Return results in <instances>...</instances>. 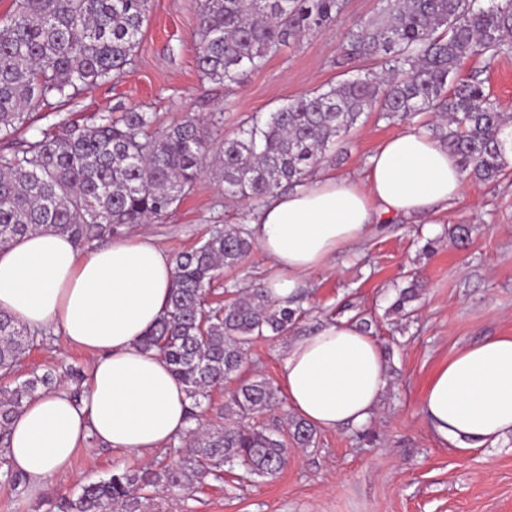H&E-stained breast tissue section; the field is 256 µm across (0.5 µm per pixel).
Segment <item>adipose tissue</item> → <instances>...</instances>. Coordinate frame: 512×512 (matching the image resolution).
Wrapping results in <instances>:
<instances>
[{
  "instance_id": "1",
  "label": "adipose tissue",
  "mask_w": 512,
  "mask_h": 512,
  "mask_svg": "<svg viewBox=\"0 0 512 512\" xmlns=\"http://www.w3.org/2000/svg\"><path fill=\"white\" fill-rule=\"evenodd\" d=\"M464 190L456 156L407 127L370 157L364 180L331 174L274 194L248 224L277 271L272 299L299 296L304 279L374 224L430 216L462 200ZM174 279L173 258L148 234L82 251L67 237L30 233L0 251V311L33 330L60 329L93 356L81 400L51 390L11 425L6 456L31 495L68 469L86 437L142 455L187 428L182 386L158 353L140 345L164 314ZM386 373L375 338L326 321L289 343L279 381L299 417L335 430L372 419ZM421 410L439 437L462 450L512 435V336H492L452 356L427 385Z\"/></svg>"
}]
</instances>
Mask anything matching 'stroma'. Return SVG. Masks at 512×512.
Listing matches in <instances>:
<instances>
[{
    "label": "stroma",
    "instance_id": "stroma-1",
    "mask_svg": "<svg viewBox=\"0 0 512 512\" xmlns=\"http://www.w3.org/2000/svg\"><path fill=\"white\" fill-rule=\"evenodd\" d=\"M199 10L200 0H151L134 64L65 105L34 110L30 128L18 133V140L66 122H92L116 106L151 112L161 128L197 114L215 123L221 137L235 136L252 118L344 80L346 70L338 65L344 35L354 21L374 17L379 0H344L337 27L281 47L261 70L244 73L232 87L199 74L194 36ZM476 68L501 108L512 113V55L491 62L472 59L462 70ZM433 120L430 112L407 123L365 114L344 137L341 155H328L317 173L363 179L370 156L384 141L405 126ZM252 212L226 199L221 179L208 171L162 220L144 228L122 225L118 235L147 230L174 256L199 246L211 225L240 226ZM458 224L470 227L466 242L454 237ZM273 272L261 250H253L239 267L221 273L210 298L227 300V288L265 284ZM415 276L423 288L406 318L392 304ZM301 305L310 310L308 319L286 336L251 346L248 376L278 381L291 338L312 333L323 321L342 320L366 329L382 347L387 379L376 415L360 428L316 430L314 446L289 448L286 466L273 479L241 484L239 467L228 465L222 479L157 495L148 512H512V435L463 451L436 438L419 407L432 375L455 353L491 336L512 335V166L494 184L467 180L464 199L430 217L376 225L361 244L337 255L333 269L306 280ZM91 360L61 331H50L13 379L20 382L52 367L62 373L59 387L69 390L73 384L65 367L85 370ZM165 455L161 449L140 458L88 438L69 470L39 496L23 486H0V512H51L58 497L114 468H145Z\"/></svg>",
    "mask_w": 512,
    "mask_h": 512
}]
</instances>
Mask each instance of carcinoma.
Listing matches in <instances>:
<instances>
[{
    "label": "carcinoma",
    "mask_w": 512,
    "mask_h": 512,
    "mask_svg": "<svg viewBox=\"0 0 512 512\" xmlns=\"http://www.w3.org/2000/svg\"><path fill=\"white\" fill-rule=\"evenodd\" d=\"M151 0H15L0 24V135L27 125L31 110L66 103L80 91L121 76L132 64ZM381 13L346 32L343 63L367 70L335 86L298 96L214 147V130L187 116L165 128L138 108L102 112L90 125L60 124L23 147L0 153V250L40 231L65 235L78 247L112 237L122 224L160 220L188 194L219 155L224 196L264 199L304 184L326 155L376 111L387 120L436 112L425 131L448 145L463 171L479 181L503 175L512 156V116L476 71L459 77L471 58L512 53V0H380ZM344 0H204L196 30L203 78L231 86L258 71L269 55L303 34L333 27ZM252 248L242 228L213 225L197 247L178 254L169 308L141 339L171 366L190 399L189 426L173 457L149 468H117L60 499L56 512H144L161 492L221 477L224 465L250 482L273 478L288 445L308 447L314 431L302 420L281 429L257 418L283 403L266 379H241L250 345L285 335L299 310L271 300L263 287L226 303L208 299L225 269ZM36 335L0 312V475L16 487L26 478L9 467L10 425L57 372L8 379L34 347ZM236 383L232 389L227 384ZM225 389L224 424L206 427L203 405Z\"/></svg>",
    "instance_id": "1"
}]
</instances>
